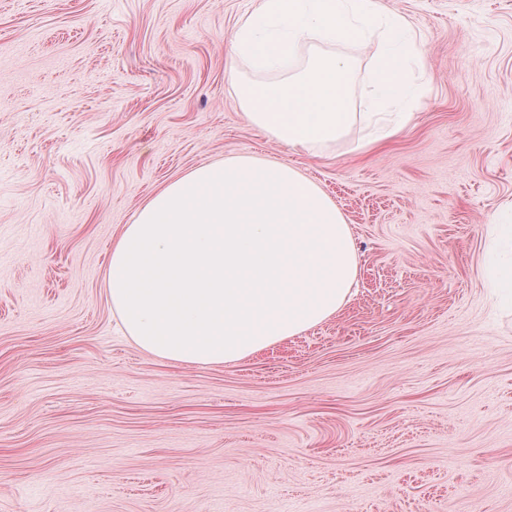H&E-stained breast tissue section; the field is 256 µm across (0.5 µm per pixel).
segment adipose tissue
<instances>
[{
    "label": "adipose tissue",
    "mask_w": 512,
    "mask_h": 512,
    "mask_svg": "<svg viewBox=\"0 0 512 512\" xmlns=\"http://www.w3.org/2000/svg\"><path fill=\"white\" fill-rule=\"evenodd\" d=\"M349 68L312 56L306 75L239 88L247 120L313 149L346 137ZM486 270L512 305V216L491 233ZM358 275L351 231L312 181L235 156L194 168L150 197L112 245L106 290L140 349L197 367L240 361L321 324Z\"/></svg>",
    "instance_id": "obj_1"
}]
</instances>
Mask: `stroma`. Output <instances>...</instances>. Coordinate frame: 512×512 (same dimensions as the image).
Here are the masks:
<instances>
[{
	"label": "stroma",
	"mask_w": 512,
	"mask_h": 512,
	"mask_svg": "<svg viewBox=\"0 0 512 512\" xmlns=\"http://www.w3.org/2000/svg\"><path fill=\"white\" fill-rule=\"evenodd\" d=\"M429 77L403 131L305 150L244 118L255 0H0V512H512V310L483 266L512 204V0H380ZM348 64L371 109L372 49ZM239 155L317 183L359 273L323 323L241 361L122 333L112 241L159 188Z\"/></svg>",
	"instance_id": "stroma-1"
}]
</instances>
